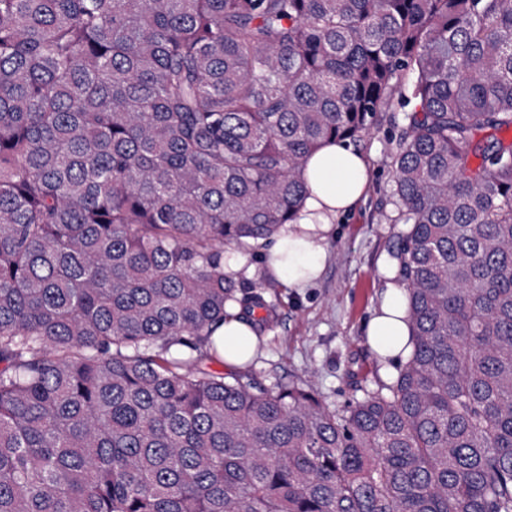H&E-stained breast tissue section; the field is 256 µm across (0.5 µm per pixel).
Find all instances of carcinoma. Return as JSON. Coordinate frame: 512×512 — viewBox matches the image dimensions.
Masks as SVG:
<instances>
[{
	"label": "carcinoma",
	"mask_w": 512,
	"mask_h": 512,
	"mask_svg": "<svg viewBox=\"0 0 512 512\" xmlns=\"http://www.w3.org/2000/svg\"><path fill=\"white\" fill-rule=\"evenodd\" d=\"M405 112L409 357L224 374L309 157ZM512 0H0V512H512ZM233 317L224 320L212 333L214 344L224 346V364L213 362L210 366L217 371H235L246 361H251L257 349V335L253 326L246 320L237 318V308L231 311ZM225 367V368H224Z\"/></svg>",
	"instance_id": "obj_1"
}]
</instances>
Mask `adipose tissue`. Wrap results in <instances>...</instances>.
<instances>
[{
  "label": "adipose tissue",
  "mask_w": 512,
  "mask_h": 512,
  "mask_svg": "<svg viewBox=\"0 0 512 512\" xmlns=\"http://www.w3.org/2000/svg\"><path fill=\"white\" fill-rule=\"evenodd\" d=\"M303 177L308 193L295 223L283 225L266 251L263 268L281 285L302 289L313 284L325 269L329 237L338 217L354 209L368 187V168L362 154L345 142L326 145L310 157ZM368 347L381 360H398L409 353L410 329L401 283H388L380 305L364 328ZM224 349L226 371L252 360L257 335L252 325L230 317L212 333Z\"/></svg>",
  "instance_id": "adipose-tissue-1"
}]
</instances>
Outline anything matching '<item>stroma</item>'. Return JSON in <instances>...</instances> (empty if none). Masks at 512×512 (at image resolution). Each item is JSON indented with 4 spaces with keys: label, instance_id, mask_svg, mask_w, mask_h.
<instances>
[{
    "label": "stroma",
    "instance_id": "1",
    "mask_svg": "<svg viewBox=\"0 0 512 512\" xmlns=\"http://www.w3.org/2000/svg\"><path fill=\"white\" fill-rule=\"evenodd\" d=\"M403 123L400 107L392 106L376 113L369 133L355 141L367 162L369 187L338 221L316 283L297 291L268 280L259 270L265 246L250 251L257 271L239 285L262 292L270 306L251 365L262 382L298 384L342 409L394 378L367 346L363 327L380 303L390 252L398 244L391 161Z\"/></svg>",
    "mask_w": 512,
    "mask_h": 512
}]
</instances>
